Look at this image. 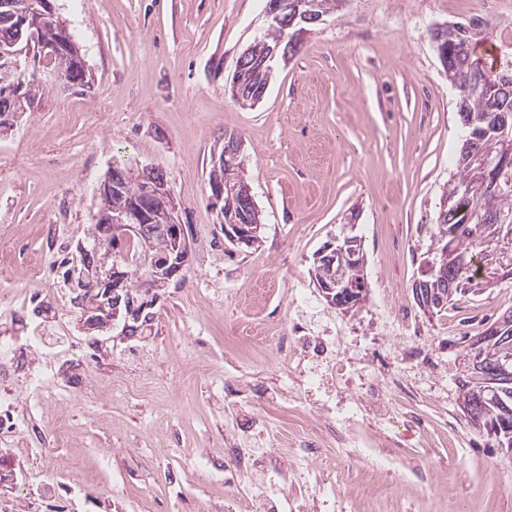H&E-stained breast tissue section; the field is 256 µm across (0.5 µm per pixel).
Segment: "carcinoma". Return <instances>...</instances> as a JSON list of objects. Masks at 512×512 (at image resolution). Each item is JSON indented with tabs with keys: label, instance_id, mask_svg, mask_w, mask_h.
I'll list each match as a JSON object with an SVG mask.
<instances>
[{
	"label": "carcinoma",
	"instance_id": "obj_1",
	"mask_svg": "<svg viewBox=\"0 0 512 512\" xmlns=\"http://www.w3.org/2000/svg\"><path fill=\"white\" fill-rule=\"evenodd\" d=\"M488 27V22L473 18L465 22H456L434 34L437 48L448 51V80L455 85L459 93L458 116L462 125L468 126L475 137L472 141H463L458 159V178L448 182L446 200L448 205L440 209L436 224L438 236L448 244V250L464 256L469 261L465 268L455 275L453 287L448 291V301L464 294L467 289L477 285L475 279L481 268L473 267V258L488 261L498 252L496 230L483 224L481 215L487 211L500 214L512 224V186L486 185L477 196L468 193L482 176V166L498 163L504 156L512 155V138L505 139L499 132L502 119L512 121V60L502 63L497 70H487L472 58V44L476 37ZM54 67L62 74L72 78H82L84 64L80 56L64 53L57 57ZM234 78L243 79L246 86L256 92H266L269 74L257 67L245 73H237ZM142 182L139 178L127 180L119 191L112 195L100 194V218L88 231L85 244L82 245L81 259L67 266L64 276H70L76 284L82 283L83 273L87 270L85 259L95 256V236L107 233L111 225L105 223V217L113 215L119 209L135 207L140 200ZM462 404L483 402L482 422L478 428L488 430L502 415L504 409L512 410V384L495 388L480 374L472 371L460 386Z\"/></svg>",
	"mask_w": 512,
	"mask_h": 512
}]
</instances>
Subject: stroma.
Returning a JSON list of instances; mask_svg holds the SVG:
<instances>
[{"label": "stroma", "mask_w": 512, "mask_h": 512, "mask_svg": "<svg viewBox=\"0 0 512 512\" xmlns=\"http://www.w3.org/2000/svg\"><path fill=\"white\" fill-rule=\"evenodd\" d=\"M89 83L50 87L0 137V264L45 257L46 280L0 286V336L21 362L5 387L62 442L17 433L1 462L35 493L82 480L68 512H512V457L465 414L461 354L512 312L484 275L441 311L414 283L465 130L433 40L481 17L512 58V0H345L276 69L253 107L225 87L267 27L266 0H54ZM262 216L229 244L210 160L225 136ZM162 170L192 251L161 290L150 335L112 330L93 356L47 230L83 242L113 164ZM355 224L368 293L331 306L311 271ZM48 313L29 349L27 300ZM307 343L280 347L295 323ZM62 397L32 404L28 368ZM319 438L317 457L302 441ZM252 451L236 470L228 444Z\"/></svg>", "instance_id": "35a3bbf8"}]
</instances>
